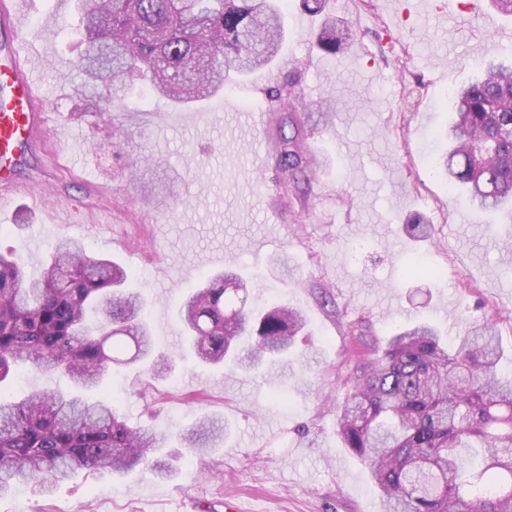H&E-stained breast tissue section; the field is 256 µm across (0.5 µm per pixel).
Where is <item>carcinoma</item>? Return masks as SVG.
Returning <instances> with one entry per match:
<instances>
[{"label": "carcinoma", "instance_id": "carcinoma-1", "mask_svg": "<svg viewBox=\"0 0 512 512\" xmlns=\"http://www.w3.org/2000/svg\"><path fill=\"white\" fill-rule=\"evenodd\" d=\"M76 8L81 71L112 86L114 107L127 74L177 105L206 99L230 77L270 64L284 39L275 0H76ZM352 41L327 19L316 46L337 56ZM481 70L453 91L448 156L437 169L448 174V191L464 186L478 207L501 211L512 207V64L490 60ZM268 97L286 112L298 95L274 87ZM306 133L289 116L275 140L278 167L295 184L311 173ZM488 139L496 153L478 163L472 145ZM127 280L119 264L91 257L69 236L37 279L27 278L19 255L0 254V494L20 482L49 492L84 469L163 474L159 458L173 441L207 448L226 434L213 418L168 433L133 428L113 405L86 397L127 345L134 361L155 351L145 303ZM246 302V284L222 273L186 299L180 318L200 362L246 372L287 362L301 313L275 306L256 314ZM503 358L491 322L472 325L451 346L418 323L354 371L338 435L369 468L386 512H512V377L499 372ZM20 368L60 372L77 392L10 400L4 383Z\"/></svg>", "mask_w": 512, "mask_h": 512}]
</instances>
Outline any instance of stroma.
Wrapping results in <instances>:
<instances>
[{"label":"stroma","mask_w":512,"mask_h":512,"mask_svg":"<svg viewBox=\"0 0 512 512\" xmlns=\"http://www.w3.org/2000/svg\"><path fill=\"white\" fill-rule=\"evenodd\" d=\"M283 9L285 40L267 68L189 106L136 76L123 109L97 114L77 67L75 0H34L26 48L73 149L57 155L44 134L19 171L27 193L0 203V253H20L37 275L67 235L123 265L156 353L173 363L113 366L91 399L133 427L185 429L210 415L228 433L215 448L173 449L170 476L82 470L47 496L14 487L0 512H225L233 499L242 512H384L336 432L355 366L423 321L454 337L487 319L512 349V218L471 205L433 170L453 89L512 53V18L490 0H328L354 36L351 54L332 57L315 44L320 17L300 0ZM289 83L302 90L316 159L295 187L276 165L282 114L267 96ZM417 215L431 236L407 232ZM418 260L438 277H409ZM227 269L252 286L253 305L305 318L287 376L203 366L183 347V299Z\"/></svg>","instance_id":"obj_1"}]
</instances>
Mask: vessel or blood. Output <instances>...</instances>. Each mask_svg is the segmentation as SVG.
<instances>
[{"mask_svg": "<svg viewBox=\"0 0 512 512\" xmlns=\"http://www.w3.org/2000/svg\"><path fill=\"white\" fill-rule=\"evenodd\" d=\"M31 0H0V29L9 31L11 53L0 62V199L19 194L18 165L34 151L49 114L21 36Z\"/></svg>", "mask_w": 512, "mask_h": 512, "instance_id": "1", "label": "vessel or blood"}]
</instances>
